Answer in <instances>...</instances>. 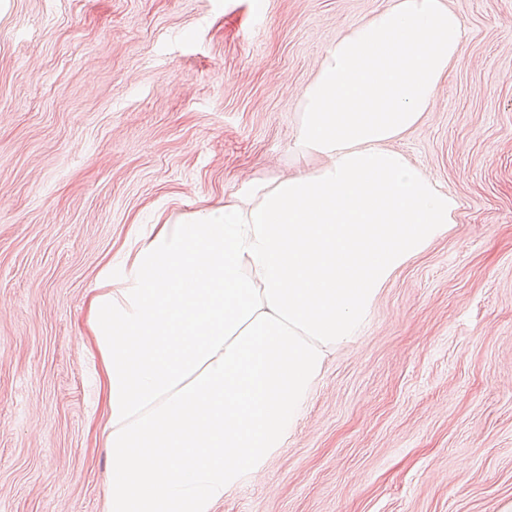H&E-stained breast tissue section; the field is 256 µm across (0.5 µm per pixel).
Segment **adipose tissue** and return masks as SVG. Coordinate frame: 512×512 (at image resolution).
<instances>
[{"label":"adipose tissue","mask_w":512,"mask_h":512,"mask_svg":"<svg viewBox=\"0 0 512 512\" xmlns=\"http://www.w3.org/2000/svg\"><path fill=\"white\" fill-rule=\"evenodd\" d=\"M447 0H391L325 51L298 106L317 167L154 225L88 309L104 390L106 512H212L286 447L327 360L393 274L454 224L456 198L394 141L448 76Z\"/></svg>","instance_id":"1"}]
</instances>
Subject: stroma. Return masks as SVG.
Instances as JSON below:
<instances>
[{
	"label": "stroma",
	"mask_w": 512,
	"mask_h": 512,
	"mask_svg": "<svg viewBox=\"0 0 512 512\" xmlns=\"http://www.w3.org/2000/svg\"><path fill=\"white\" fill-rule=\"evenodd\" d=\"M389 0H0V512H104L88 302L137 230L295 172L327 47ZM460 57L394 143L458 201L214 512L512 501V0H450Z\"/></svg>",
	"instance_id": "obj_1"
}]
</instances>
